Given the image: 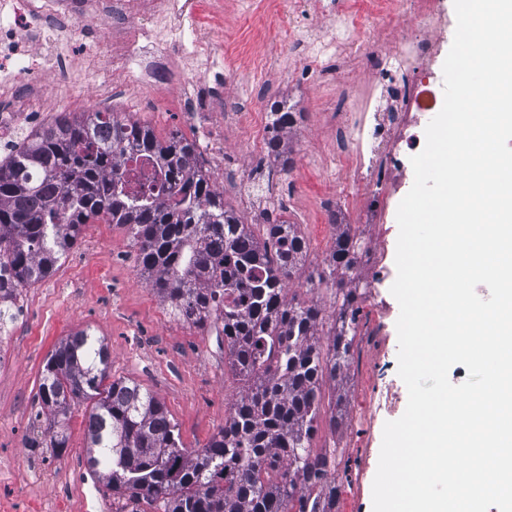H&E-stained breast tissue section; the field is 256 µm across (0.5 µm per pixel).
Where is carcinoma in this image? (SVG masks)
<instances>
[{
    "mask_svg": "<svg viewBox=\"0 0 512 512\" xmlns=\"http://www.w3.org/2000/svg\"><path fill=\"white\" fill-rule=\"evenodd\" d=\"M267 150L293 165L281 134L303 113L270 104ZM197 142L154 131L114 112H62L0 159V332L18 317L23 288L44 279L89 220L127 228L142 276L183 322L218 324L230 366L243 385L224 427L203 448L183 445L164 406L140 384L109 380L104 340L78 330L42 371L39 398L52 418L49 442L68 447L72 408L86 417L90 471L122 499L117 512H334L336 487L312 451L321 387L352 358L357 315L366 300L355 259L362 242L336 238L324 265L305 272L308 242L298 224L268 222L257 237L198 163ZM146 157L166 193L127 188L122 163ZM312 294L285 299L289 283ZM334 296L329 342L321 343L322 291Z\"/></svg>",
    "mask_w": 512,
    "mask_h": 512,
    "instance_id": "obj_1",
    "label": "carcinoma"
}]
</instances>
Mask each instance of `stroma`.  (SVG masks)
<instances>
[{
  "label": "stroma",
  "instance_id": "stroma-1",
  "mask_svg": "<svg viewBox=\"0 0 512 512\" xmlns=\"http://www.w3.org/2000/svg\"><path fill=\"white\" fill-rule=\"evenodd\" d=\"M313 2L280 0L281 16L300 24L301 40L291 45L278 28L266 27L265 7L250 11L247 0H224V15L211 26L214 63L199 64L197 78L202 92L224 95L255 112L267 111L271 101L287 96L303 112L301 124L283 136L294 159L289 170H281L271 157L249 174L232 168L223 173L221 190L225 204L252 224L255 233L263 231L255 214L259 207L300 225L311 267L333 248L341 231L335 211L347 203L346 180L335 161L336 121L348 111L350 95L363 93L369 82L362 52L325 57L314 71L306 70V37L315 31L330 34L336 22L335 11L315 12ZM93 29L94 41L73 55L84 85L61 98L46 119L88 111L98 100L101 82H122V75L112 71L110 29L101 20ZM153 95L159 107L140 106L137 96L128 94L113 98L110 109L152 128L160 138L177 132L197 139V129L184 118L171 86H159ZM398 232L390 218L366 238L369 247L388 254L389 270L377 288L379 299L391 307L397 304L390 288L397 276ZM20 304L23 313L7 333L11 356L0 363V512L15 500L42 506L44 512H92L93 502L113 501L86 464V406L73 410L62 456L26 445L33 429L44 432L51 424L49 415L39 412L41 373L55 347L74 331L86 329L104 338L111 352V379L137 382L159 399L187 447H204L239 395L241 385L229 368L223 337L173 314L141 275L136 250L119 225H86L53 272L23 289ZM377 325L375 305L363 304L348 369L322 387L323 417L312 447L331 458L339 512H373L383 426L400 418L407 405L398 350L382 349L380 337L370 333ZM380 366L393 396L388 409L375 401L374 372Z\"/></svg>",
  "mask_w": 512,
  "mask_h": 512
}]
</instances>
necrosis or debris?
<instances>
[{"instance_id": "necrosis-or-debris-1", "label": "necrosis or debris", "mask_w": 512, "mask_h": 512, "mask_svg": "<svg viewBox=\"0 0 512 512\" xmlns=\"http://www.w3.org/2000/svg\"><path fill=\"white\" fill-rule=\"evenodd\" d=\"M11 8L12 18L0 16V57L13 59L11 81L15 87L14 116H0V149L5 151L11 150L19 134L34 124L41 112L61 98L63 88L82 83V75L68 68L66 55L83 45L85 23L108 20L112 69L124 73L129 89L141 93L150 90L172 57L207 55L210 40L199 16L206 9L215 16L220 13L217 0H86L79 16L62 8L59 0H37L29 10L20 0H13ZM382 10L380 0L344 7L336 16L334 33L308 51V65L325 56L352 52L362 19ZM132 14L137 23L131 27L127 19ZM403 17L411 26L410 34L371 51L368 92L354 98L348 112L336 122V161L352 187V198L363 202L355 215L339 211L337 221L361 229L385 219L378 175L402 172L404 156L424 148L415 129L438 109L431 67L449 28L456 24L448 14L446 0H405ZM30 32L51 40L55 52L49 61L38 63L26 39ZM177 101L187 116L203 114L215 121L239 122L247 112L243 104L185 87L178 88Z\"/></svg>"}]
</instances>
